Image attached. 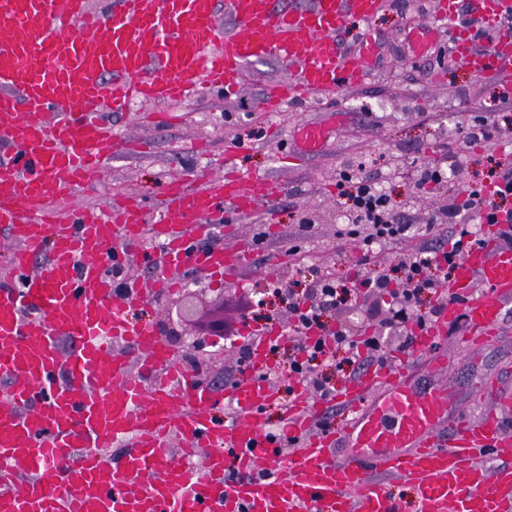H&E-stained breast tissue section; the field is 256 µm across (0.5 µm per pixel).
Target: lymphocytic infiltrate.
<instances>
[{
	"mask_svg": "<svg viewBox=\"0 0 512 512\" xmlns=\"http://www.w3.org/2000/svg\"><path fill=\"white\" fill-rule=\"evenodd\" d=\"M496 174L490 185H468L460 189L459 202L449 205L447 218L454 229L444 249L417 244L416 239L436 231V224L424 227L403 223L389 194L377 180L358 172H343L337 187L348 226L338 237L356 243L359 255L350 283H340L330 272L310 266L303 270L304 292L284 289L280 296L293 318L288 334L297 355L289 366L292 376L311 382L316 395L330 399L326 379L317 378L318 364H331L337 350H345L351 359L367 354L369 361L382 363L386 351L380 337L371 335L372 325L397 331L408 325L426 329L442 311L441 305L421 311L426 295L437 293L444 275L475 245H482L473 231L472 211L483 214L487 223L497 225L500 241L512 245V210L505 204L512 199V163L496 161ZM507 223H499V215ZM395 250L396 262L385 265L377 252ZM350 311L351 316L337 326H330L329 313Z\"/></svg>",
	"mask_w": 512,
	"mask_h": 512,
	"instance_id": "lymphocytic-infiltrate-1",
	"label": "lymphocytic infiltrate"
}]
</instances>
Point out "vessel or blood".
<instances>
[{
    "label": "vessel or blood",
    "mask_w": 512,
    "mask_h": 512,
    "mask_svg": "<svg viewBox=\"0 0 512 512\" xmlns=\"http://www.w3.org/2000/svg\"><path fill=\"white\" fill-rule=\"evenodd\" d=\"M384 0H0V226L15 249L14 277L0 283V512H402L381 487L396 476L413 486L418 512H512V390L485 386L491 407L477 422H449L448 399L419 390L410 368L371 366L336 393L352 413L342 431L317 430L325 413L305 384L284 417L295 445L280 452L268 438L264 408L276 396L266 376L277 329L250 331L251 368L216 393L176 365L158 326L135 319L134 282L115 295L106 262L120 263L145 240L162 248L165 272L155 294L177 286L170 269L223 277L244 268L245 247L210 248L203 239L223 211L253 214L280 187L262 176L173 181L164 206L147 221L143 201L127 198L100 216L81 207L55 210L120 149L101 108L160 105L155 122L171 125L165 104L205 86L228 94L244 68L276 57L295 66L267 90L261 107L335 93L372 72L378 43L369 34L356 54L339 36L369 22ZM491 33L482 51L456 0L435 15L455 34V49L476 77L512 88V31L501 28L512 0H470ZM224 11L234 27L217 35ZM47 250L32 260V246ZM439 325L465 314L466 340L491 336L512 298V246L469 250L447 285ZM435 330L420 333L413 360L429 357ZM121 342L137 350L136 371L113 358ZM153 378L144 389L143 378ZM230 408L216 419L217 402ZM205 451L201 467L175 462L171 439ZM124 447L121 460L105 455ZM344 449L336 458V449ZM237 454L228 473L225 450Z\"/></svg>",
    "instance_id": "b4317fda"
}]
</instances>
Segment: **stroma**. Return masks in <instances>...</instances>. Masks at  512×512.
Masks as SVG:
<instances>
[{"label":"stroma","instance_id":"stroma-1","mask_svg":"<svg viewBox=\"0 0 512 512\" xmlns=\"http://www.w3.org/2000/svg\"><path fill=\"white\" fill-rule=\"evenodd\" d=\"M434 6V0H391L371 24L379 56L370 78L345 85L336 95L292 101L280 112L262 111L260 102L268 86L289 76L285 63L268 58L247 66L233 96L201 89L174 103V111L183 116L180 124L148 123V104L111 115L117 135L147 139L150 151L113 156L90 188L74 192L71 205L101 209L111 196L131 192L152 212L160 207L163 186L171 179L194 186L200 177H217L228 169L287 185L286 194L260 202L253 217L232 220L214 237L218 246L251 247L246 267L220 281L198 279L187 268L173 272L181 281L180 292L202 285L211 295H223L225 326L239 331L246 326L286 328L287 307L265 295L270 281L288 283L297 267L313 264L342 281L353 271L357 251L336 247V234L344 223L336 206V181L343 170L365 163L367 172L391 191L399 210L420 226L440 223L446 236L451 227L444 224L442 212L448 193L420 185V167L434 158L439 146L457 141L469 125L482 122L492 130L494 141L471 148L448 177L455 186L486 182L501 140L512 138V112L498 108L503 85L491 77H475L461 61L437 60L436 49L450 43L447 30L434 32L430 53L417 56L410 50V31L422 22L419 9L430 12ZM305 126L324 130L320 150H303L299 131ZM305 218L310 230L303 236L299 225ZM259 234L265 243L258 249L254 238ZM156 275L155 267L145 264L138 253L128 256L120 273L121 279L136 280L144 291L139 314L162 328L169 299L153 296ZM465 334L462 323L440 328L432 352L445 360V371L434 374L420 367L416 373L428 388L446 393L449 415L476 418L486 408L478 391L487 378L512 387V301L503 307L495 338L473 347L464 343ZM200 342L212 356L201 367L202 379L215 389L249 370V363L240 360V334L217 344L208 336ZM294 355L287 341L269 351L272 383L279 391L277 402L264 410L272 431L281 426L283 404L293 399L289 364Z\"/></svg>","mask_w":512,"mask_h":512}]
</instances>
